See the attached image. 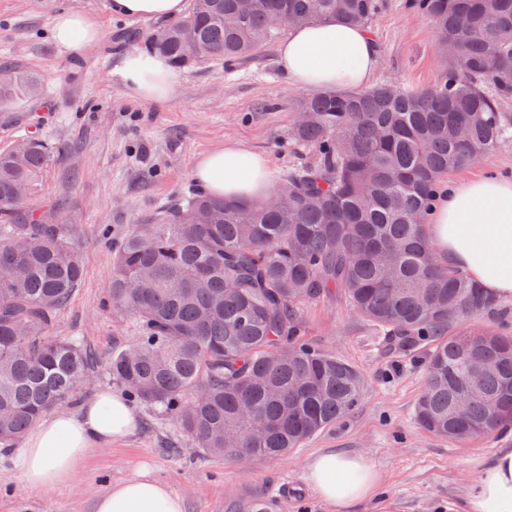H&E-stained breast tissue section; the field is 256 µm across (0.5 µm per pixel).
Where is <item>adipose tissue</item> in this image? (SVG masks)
<instances>
[{
	"label": "adipose tissue",
	"instance_id": "adipose-tissue-1",
	"mask_svg": "<svg viewBox=\"0 0 512 512\" xmlns=\"http://www.w3.org/2000/svg\"><path fill=\"white\" fill-rule=\"evenodd\" d=\"M186 0H111L113 13L131 17L176 18ZM52 35L59 47L80 54L101 39L86 15H54ZM290 83L305 90L361 88L377 67L368 31L329 21L295 26L278 49ZM124 86L139 99L160 102L177 85L166 58L128 52L118 70ZM192 177L209 194L265 200L275 184L265 154L228 141L197 160ZM427 237L445 264L464 269L494 297L512 300V179L479 176L444 186L435 202ZM139 417L128 398L109 389L96 391L76 410L48 413L33 425L16 464L24 485L46 490L71 482L95 448L134 434ZM306 481L320 500L348 512L373 496L381 477L362 455L336 451L314 455ZM180 496L148 470L112 484L95 502V512H183ZM457 512H512V444L487 457Z\"/></svg>",
	"mask_w": 512,
	"mask_h": 512
}]
</instances>
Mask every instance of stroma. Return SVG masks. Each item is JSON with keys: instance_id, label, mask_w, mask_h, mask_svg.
Segmentation results:
<instances>
[{"instance_id": "obj_1", "label": "stroma", "mask_w": 512, "mask_h": 512, "mask_svg": "<svg viewBox=\"0 0 512 512\" xmlns=\"http://www.w3.org/2000/svg\"><path fill=\"white\" fill-rule=\"evenodd\" d=\"M368 32L378 50L372 84L425 89L448 71L438 34L404 0H380ZM78 10L103 37L71 55L55 42L53 16ZM160 22L113 14L110 0H0V63L35 74L45 95H16L0 106V150L28 133L55 143L59 154L43 174L29 209L71 227L83 281L49 334L79 338L96 356L78 398L112 386L107 359L139 334L135 318L109 305L113 251L133 225L155 220L198 193L196 158L240 143L266 154L275 177L315 162V148L296 145L292 131L303 90L278 64L277 42L233 66L201 59L177 70L166 101L135 99L116 69L123 55L145 49ZM512 177V138L493 154L449 171L447 181ZM302 338L353 364L364 378L356 407L279 459L215 457L200 450L171 419L138 406L136 432L122 443L94 449L74 481L47 491L24 487L15 449L0 448V512H94L110 485L148 467L185 502V512H224L228 499H263L272 512H339L305 481L309 459L333 448L365 455L382 477L358 512H452L498 435L452 443L421 429L415 404L426 372L416 354L383 347L375 327L336 294L306 303Z\"/></svg>"}]
</instances>
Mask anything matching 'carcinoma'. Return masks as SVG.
Listing matches in <instances>:
<instances>
[{
  "label": "carcinoma",
  "mask_w": 512,
  "mask_h": 512,
  "mask_svg": "<svg viewBox=\"0 0 512 512\" xmlns=\"http://www.w3.org/2000/svg\"><path fill=\"white\" fill-rule=\"evenodd\" d=\"M378 0H191L149 48L182 68L187 49L245 59L287 24L367 26ZM433 20L448 76L425 90L383 83L303 98L293 138L317 150L276 184L288 206L200 196L135 224L113 256L110 295L140 327L107 362L126 394L172 417L204 452L278 458L345 417L364 386L350 363L300 338L302 306L339 291L391 347H426L415 418L451 442L512 426V336L462 328L498 302L440 263L424 218L438 180L512 136V0H408ZM43 92L0 66V105ZM55 150L29 133L0 151V448L73 400L91 355L51 339L83 271L69 225L31 217ZM226 512H271L264 501Z\"/></svg>",
  "instance_id": "cac0c4a2"
}]
</instances>
